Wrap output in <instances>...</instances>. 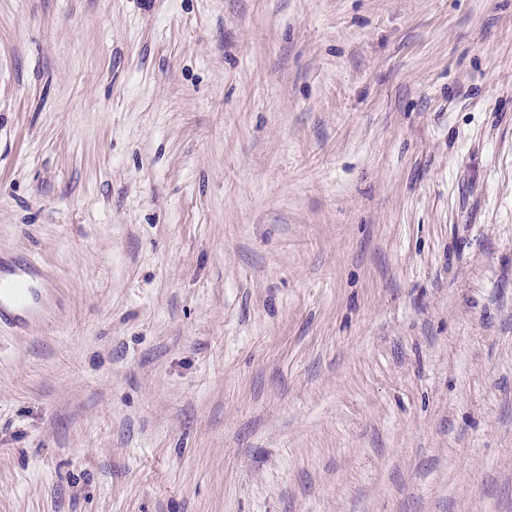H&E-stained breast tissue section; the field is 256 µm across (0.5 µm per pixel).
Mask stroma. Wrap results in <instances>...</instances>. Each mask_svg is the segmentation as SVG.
Returning <instances> with one entry per match:
<instances>
[{
	"mask_svg": "<svg viewBox=\"0 0 512 512\" xmlns=\"http://www.w3.org/2000/svg\"><path fill=\"white\" fill-rule=\"evenodd\" d=\"M0 512H512V0H0ZM56 289L39 264L0 254V327L24 330L44 321L58 299Z\"/></svg>",
	"mask_w": 512,
	"mask_h": 512,
	"instance_id": "35a3bbf8",
	"label": "stroma"
}]
</instances>
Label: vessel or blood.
<instances>
[{
  "label": "vessel or blood",
  "instance_id": "vessel-or-blood-1",
  "mask_svg": "<svg viewBox=\"0 0 512 512\" xmlns=\"http://www.w3.org/2000/svg\"><path fill=\"white\" fill-rule=\"evenodd\" d=\"M56 301L53 280L39 264L0 256V326L23 330L44 321Z\"/></svg>",
  "mask_w": 512,
  "mask_h": 512
}]
</instances>
